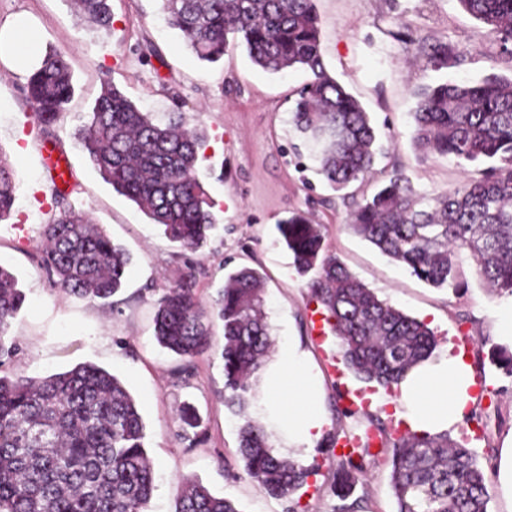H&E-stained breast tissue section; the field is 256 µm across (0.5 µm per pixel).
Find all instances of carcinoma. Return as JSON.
<instances>
[{"instance_id":"1","label":"carcinoma","mask_w":512,"mask_h":512,"mask_svg":"<svg viewBox=\"0 0 512 512\" xmlns=\"http://www.w3.org/2000/svg\"><path fill=\"white\" fill-rule=\"evenodd\" d=\"M162 2L169 26L202 61L224 59L232 38L265 72L309 73L297 91L292 122L333 190L375 173L377 132L359 100L326 69L316 0ZM458 2L512 61V0ZM73 4L97 27H112L109 0ZM407 44L427 67L466 61L448 44ZM26 90L37 124H55L74 93L66 53L47 52ZM414 97L416 150L452 157L461 166L481 165L482 178L424 197L395 171L375 194L355 203L349 228L432 287H460L465 252L487 288L512 295V75L427 84ZM80 139L103 180L172 242L190 253L203 246L214 224L197 175L204 136L186 125L183 113L157 123L107 80ZM15 200L14 165L0 149V220ZM279 230L297 271L317 270L308 283L310 298L325 310L324 321L358 377L390 389L412 365L432 356L436 339L426 324L380 299L336 257H320L321 225L293 216ZM42 235L41 265L54 287L104 303L121 289L130 257L102 225L65 208ZM262 292V276L242 268L206 307L197 297L196 269L188 265L155 303L158 343L188 361L211 349L210 319L223 323L225 400L241 409L272 346ZM24 303L17 277L0 264V356L15 350L5 333ZM179 421L185 437L200 425L191 405L181 408ZM389 444L396 512H488L486 474L472 449L446 432L408 431ZM240 453L249 477L275 498L290 500L312 474L274 456L265 429L250 420L240 428ZM153 489L143 419L117 376L92 363L45 377L0 373V512H145ZM174 512L238 510L199 481L184 479Z\"/></svg>"}]
</instances>
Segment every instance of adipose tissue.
Masks as SVG:
<instances>
[{"instance_id":"adipose-tissue-1","label":"adipose tissue","mask_w":512,"mask_h":512,"mask_svg":"<svg viewBox=\"0 0 512 512\" xmlns=\"http://www.w3.org/2000/svg\"><path fill=\"white\" fill-rule=\"evenodd\" d=\"M38 44L35 26L23 14L0 27V60L15 72L31 71ZM475 375L463 348L448 346L441 354L411 369L394 394H371V407L389 408L409 430L435 434L465 426L472 406ZM324 389L308 352L281 346L259 378L258 419L276 436L280 455L301 465L312 461L315 446L332 421L323 405Z\"/></svg>"}]
</instances>
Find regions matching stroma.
<instances>
[{
	"label": "stroma",
	"mask_w": 512,
	"mask_h": 512,
	"mask_svg": "<svg viewBox=\"0 0 512 512\" xmlns=\"http://www.w3.org/2000/svg\"><path fill=\"white\" fill-rule=\"evenodd\" d=\"M111 6L112 27L103 30L81 21L70 0H0V23L30 13L40 50L67 51L75 88L61 119L39 126L26 79L0 61V149L14 154L18 185L14 208L0 221V262L26 295L7 330L16 351L1 367L44 376L89 362L119 377L138 404L154 465L147 512H173L185 477L230 499L238 512H285V501L268 496L244 470L239 429L252 418L256 400L248 398L241 411L224 400L221 321L213 323L211 352L187 362L158 345L154 303L190 262L206 304L228 274L244 266L257 269L264 277V311L274 343H299L317 366L332 437L363 435L373 417L388 437L398 436L404 426L390 412L348 405V393L366 394L372 387L346 368L338 337L315 332L308 278L297 272L278 230L296 213L321 225L325 252L380 299L425 322L439 343L466 347L477 381L466 432L494 489L501 441L512 431V376L493 361L500 348L495 313L511 306L512 297L488 293L468 261L461 266L465 290L429 286L348 227L351 199L318 174L309 145L290 122L294 93L308 81L307 72L266 73L234 43L220 62L200 61L168 26L161 0H112ZM316 9L326 68L361 102L384 147L377 173L363 183L361 194L371 195L396 168L427 195L479 178L476 168L462 170L453 159L421 156L413 143L415 89L439 79L476 81L512 73V64L458 0H316ZM401 32L463 49L467 61L432 70L398 41ZM107 80L155 122H166L178 107L188 126L206 136L197 174L213 203L216 227L196 252H183L161 226L113 191L82 150L79 131ZM51 147L71 163L70 182L59 188L43 168ZM65 207L103 225L129 253L127 279L114 305L62 293L41 269L42 228ZM186 403L200 418L193 442L183 438L178 423ZM386 449L379 440L359 450L350 465L358 480L342 499L332 491L336 459L319 442L315 473L295 495L298 512H348L354 503L359 512H395Z\"/></svg>",
	"instance_id": "obj_1"
}]
</instances>
